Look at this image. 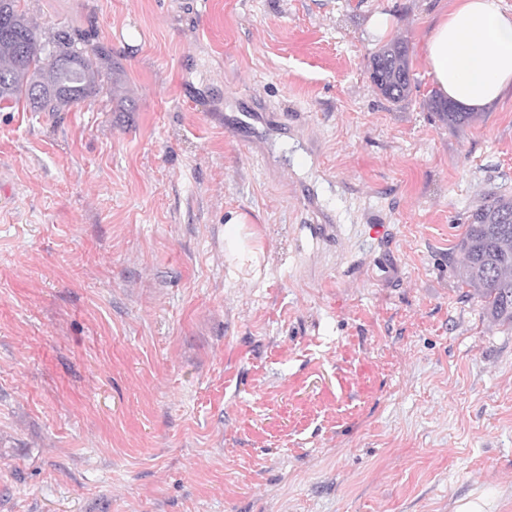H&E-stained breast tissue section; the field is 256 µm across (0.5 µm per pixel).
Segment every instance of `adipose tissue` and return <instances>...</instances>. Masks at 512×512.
Segmentation results:
<instances>
[{"mask_svg": "<svg viewBox=\"0 0 512 512\" xmlns=\"http://www.w3.org/2000/svg\"><path fill=\"white\" fill-rule=\"evenodd\" d=\"M435 88L478 112L512 90V11L499 0H454L424 45Z\"/></svg>", "mask_w": 512, "mask_h": 512, "instance_id": "ef3b65f1", "label": "adipose tissue"}]
</instances>
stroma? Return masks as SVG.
<instances>
[{"mask_svg": "<svg viewBox=\"0 0 512 512\" xmlns=\"http://www.w3.org/2000/svg\"><path fill=\"white\" fill-rule=\"evenodd\" d=\"M452 3L22 0L116 67L0 110V512H512V325L454 251L512 196V92L429 111ZM370 78L386 99L405 100L411 91L407 46L394 42L374 52L370 59Z\"/></svg>", "mask_w": 512, "mask_h": 512, "instance_id": "obj_1", "label": "stroma"}]
</instances>
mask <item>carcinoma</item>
Listing matches in <instances>:
<instances>
[{
  "label": "carcinoma",
  "mask_w": 512,
  "mask_h": 512,
  "mask_svg": "<svg viewBox=\"0 0 512 512\" xmlns=\"http://www.w3.org/2000/svg\"><path fill=\"white\" fill-rule=\"evenodd\" d=\"M19 2L10 0L0 14V107L24 102L33 112H64L102 93L112 62L98 47L72 37H38ZM370 78L386 99L405 100L411 91L407 46L394 42L374 52ZM428 107L450 129L473 116L438 94ZM456 248L463 256L461 283L484 299L493 320L512 324V196H497L472 211Z\"/></svg>",
  "instance_id": "carcinoma-1"
}]
</instances>
